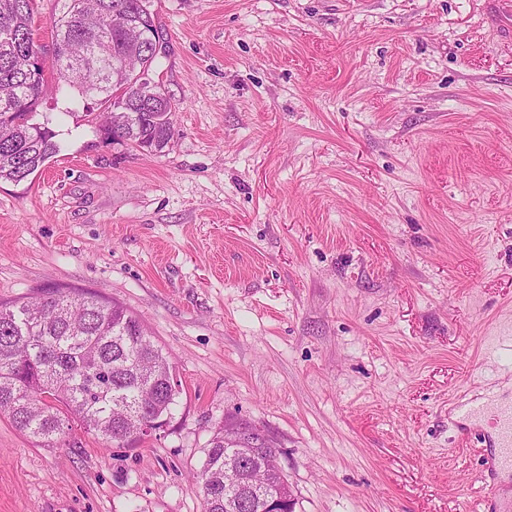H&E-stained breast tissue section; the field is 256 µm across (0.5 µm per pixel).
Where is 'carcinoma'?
Masks as SVG:
<instances>
[{
	"label": "carcinoma",
	"instance_id": "carcinoma-1",
	"mask_svg": "<svg viewBox=\"0 0 512 512\" xmlns=\"http://www.w3.org/2000/svg\"><path fill=\"white\" fill-rule=\"evenodd\" d=\"M35 2L0 0V181L24 182L60 151L52 119L35 120L48 73L107 105V139L163 151L175 134L171 99L124 89L128 67L150 70L166 51L149 0H57L50 48L35 45ZM38 51L48 68L31 67ZM171 372L143 320L118 302L72 288L0 302V417L30 438L58 439L72 422L107 443L144 421L165 426L180 394ZM224 452L221 427L200 474L204 512H224ZM233 495L240 512H260L252 486Z\"/></svg>",
	"mask_w": 512,
	"mask_h": 512
}]
</instances>
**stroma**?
Wrapping results in <instances>:
<instances>
[{"mask_svg": "<svg viewBox=\"0 0 512 512\" xmlns=\"http://www.w3.org/2000/svg\"><path fill=\"white\" fill-rule=\"evenodd\" d=\"M488 0H150L163 153L47 99L60 152L0 182V301L141 315L181 395L132 446L0 420V512H202L216 429L263 431L294 512H480L512 402V39ZM492 512H512L497 464ZM484 399L481 406L461 409L459 418L467 423L473 420V416L483 410L485 407H492L495 413V434L493 436L492 448H499V458H512V403L504 404L493 391H486L482 397Z\"/></svg>", "mask_w": 512, "mask_h": 512, "instance_id": "1", "label": "stroma"}]
</instances>
